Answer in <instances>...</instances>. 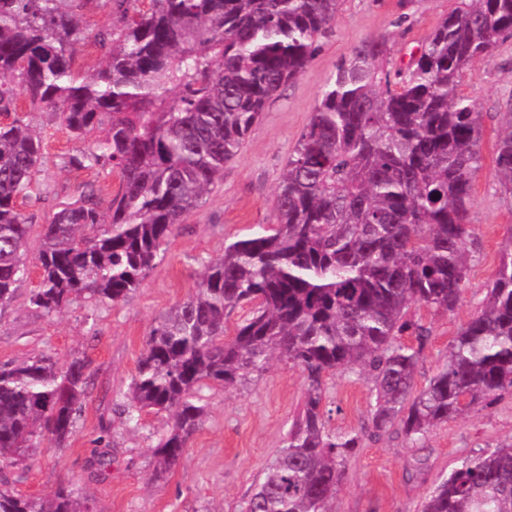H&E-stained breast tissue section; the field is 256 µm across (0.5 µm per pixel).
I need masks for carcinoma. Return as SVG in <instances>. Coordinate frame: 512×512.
<instances>
[{
  "mask_svg": "<svg viewBox=\"0 0 512 512\" xmlns=\"http://www.w3.org/2000/svg\"><path fill=\"white\" fill-rule=\"evenodd\" d=\"M86 74L82 29L65 0H0V114L47 112L92 143L71 168L108 164L120 179L107 208L90 188L44 226L39 287L54 314L89 295L119 303L163 260L176 225L224 179L266 103L315 58L339 0H120ZM512 37V0H460L393 83L386 42L365 39L336 65L278 184L275 222L202 262L193 292L160 315L121 411L170 417L155 469L184 456L206 412L204 389L233 387L277 355L299 367L302 409L241 512H328L362 439L325 419L324 378L366 374L369 433L397 426L416 444L434 427L512 390V231L484 308L418 389L429 336L413 305L451 313L462 301L481 115L460 91L465 71ZM43 141L19 116L0 122V304L27 278L30 217L19 202L40 171ZM512 200V107L495 143ZM250 315L228 331L230 310ZM414 337L417 346L402 342ZM87 364L48 357L0 366V469L73 432ZM0 512H92L65 486L30 498L0 490ZM422 512H512V438L479 449L428 494Z\"/></svg>",
  "mask_w": 512,
  "mask_h": 512,
  "instance_id": "carcinoma-1",
  "label": "carcinoma"
}]
</instances>
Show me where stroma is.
<instances>
[{
    "label": "stroma",
    "instance_id": "35a3bbf8",
    "mask_svg": "<svg viewBox=\"0 0 512 512\" xmlns=\"http://www.w3.org/2000/svg\"><path fill=\"white\" fill-rule=\"evenodd\" d=\"M457 0H340L335 21L305 71L270 99L235 158L224 167V180L202 205L176 226L164 259L141 286L118 304L78 300L47 315L31 306L29 296L40 281L38 267L17 286L9 303L0 305V365L45 355L59 366L75 358L86 361L87 400L63 447L43 443L21 464L1 470L10 490L41 496L58 486L88 497L94 512H239L243 501L275 457L299 413L306 377L283 360L231 388L206 390V414L200 429L173 469L153 476V447L166 418L141 413L130 422L119 415L138 361L156 317L186 299L202 271L203 260L219 256L225 243L275 221L277 183L320 92L337 64L367 38L385 39L383 63L393 71L405 66L411 52L427 39ZM115 0H73L85 40L76 66L88 70L102 59L94 38L115 13ZM460 92L481 114L482 166L473 190L471 222L477 244L469 261L463 300L451 314L418 308L430 330L416 373L424 386L448 355L459 329L477 315L494 279L501 246L512 226V203L501 193L493 162L495 142L506 102L512 97V37L489 62L474 63ZM18 114L41 131L45 152L37 187L24 205L31 219L26 254L35 259L44 224L62 202L94 185L102 199L118 188L111 166L76 170L67 158L85 148L45 112L30 111L18 97ZM328 427L358 432L359 448L349 458L342 485L329 512H421L427 493L473 451L495 447L512 436V391L487 407L434 428L420 444L409 443L399 428L380 436L367 434L375 393L370 380L342 373L326 381ZM106 452L110 463L98 469ZM427 461L412 477L416 459Z\"/></svg>",
    "mask_w": 512,
    "mask_h": 512
}]
</instances>
